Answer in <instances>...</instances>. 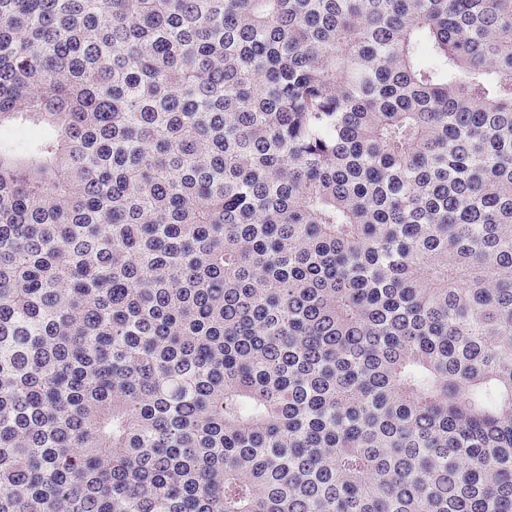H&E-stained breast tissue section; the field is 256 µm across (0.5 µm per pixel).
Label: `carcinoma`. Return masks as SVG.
Wrapping results in <instances>:
<instances>
[{"instance_id": "1", "label": "carcinoma", "mask_w": 512, "mask_h": 512, "mask_svg": "<svg viewBox=\"0 0 512 512\" xmlns=\"http://www.w3.org/2000/svg\"><path fill=\"white\" fill-rule=\"evenodd\" d=\"M0 512H512V0H0Z\"/></svg>"}]
</instances>
